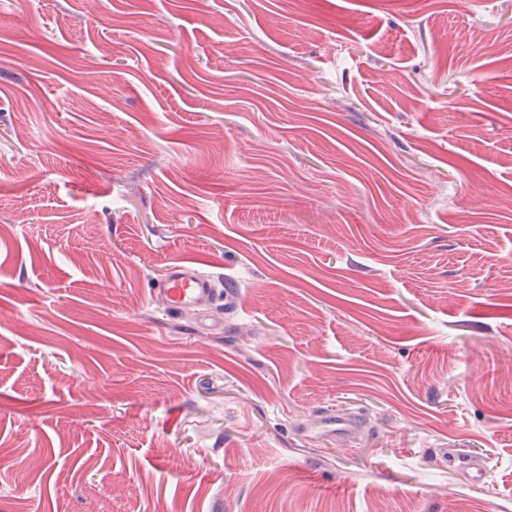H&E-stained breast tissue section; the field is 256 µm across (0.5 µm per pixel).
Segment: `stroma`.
I'll list each match as a JSON object with an SVG mask.
<instances>
[{
  "label": "stroma",
  "mask_w": 512,
  "mask_h": 512,
  "mask_svg": "<svg viewBox=\"0 0 512 512\" xmlns=\"http://www.w3.org/2000/svg\"><path fill=\"white\" fill-rule=\"evenodd\" d=\"M0 512H512V0H0ZM154 291L163 296L171 312L211 303L217 296L213 278L183 265L170 268ZM363 419L355 413H325L317 422L318 434L347 440L363 427Z\"/></svg>",
  "instance_id": "1"
}]
</instances>
